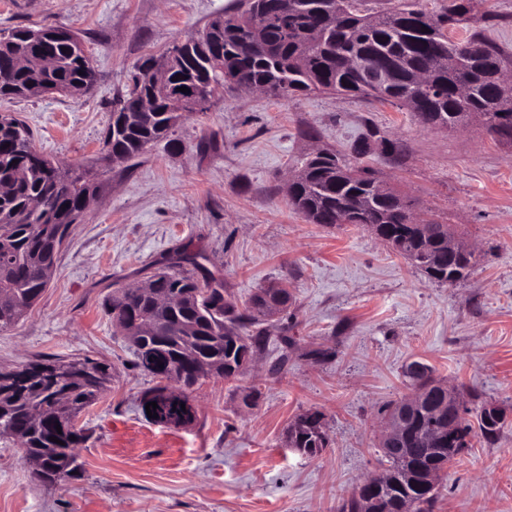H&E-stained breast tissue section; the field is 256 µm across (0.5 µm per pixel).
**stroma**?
<instances>
[{
  "label": "stroma",
  "mask_w": 512,
  "mask_h": 512,
  "mask_svg": "<svg viewBox=\"0 0 512 512\" xmlns=\"http://www.w3.org/2000/svg\"><path fill=\"white\" fill-rule=\"evenodd\" d=\"M449 35L479 31L509 60L512 0H467ZM238 0H0V30L60 25L79 34L95 71L81 100L52 94L0 99L24 120L38 151L93 169L99 188L74 224L51 281L11 329L0 332V369L45 356L112 367V384L80 414L88 439L79 478L35 483L20 442L0 436V512H336L378 471L383 410L406 394L414 359L449 385L465 384L506 411L495 443L475 441L452 464L435 512H512V144L492 140L479 117L458 130L426 127L412 112L356 97L256 89L217 92L184 113L175 144L159 142L117 165L104 158L112 100L141 58L201 32ZM370 137L356 157L354 144ZM332 151L408 194L415 212L448 225L481 263L464 282L428 281L371 231L309 223L288 201L302 163ZM199 249L244 304L284 283L286 314L243 377H209L187 396L185 426L146 418L154 379L104 310L108 296L153 274L181 246ZM288 330L295 343L276 341ZM333 351L328 360L311 350ZM258 389L255 406L242 397ZM323 413L329 448L308 458L285 430Z\"/></svg>",
  "instance_id": "obj_1"
}]
</instances>
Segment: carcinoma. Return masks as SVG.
Here are the masks:
<instances>
[{
    "label": "carcinoma",
    "mask_w": 512,
    "mask_h": 512,
    "mask_svg": "<svg viewBox=\"0 0 512 512\" xmlns=\"http://www.w3.org/2000/svg\"><path fill=\"white\" fill-rule=\"evenodd\" d=\"M465 12L454 2L438 21L409 8L370 18L359 15L352 0H246L243 12H225L201 34L169 48L175 57L164 83L148 75L155 57L142 62L132 88L112 101L105 145L114 162L139 156L172 134L180 119L173 104L178 88L207 98L227 83L281 99L314 91L363 97L406 107L422 124L448 130L461 117L479 114L492 128L501 113H512V96L500 91L505 59L477 35L454 41L445 33V25L457 24ZM422 74L426 87L418 81ZM94 81L72 30L21 26L0 33L1 99L60 93L79 100ZM375 82L379 96L367 91ZM39 156L31 131L0 116V185L7 186L0 192V332L13 327L47 287L63 238L96 191L88 171L71 168L61 177ZM288 196L312 224L343 218L368 228L433 282L461 283L481 261L467 248L448 253V225L408 223V197L383 192L369 169L349 166L334 153L308 159ZM199 258L183 246L148 277V289H121L106 302L112 318L136 336L138 366L162 380L144 396L145 404L163 397L168 381L192 387L204 366L226 379L241 375L242 363L270 340L260 330L249 332L268 300L258 291L237 309L224 300V279ZM65 366L50 357L0 370V435L22 439L24 458L40 464L34 477L43 484L81 471L75 449L86 435L68 419L112 384L107 364L93 361L75 372ZM421 368L404 370L419 397L403 416L397 441L378 447V478L358 487L338 512H434L439 477L474 439L496 440L505 419L501 406L465 408L474 420L464 417L450 432L448 390L428 364ZM287 441L303 456L318 455L330 443L323 415H298Z\"/></svg>",
    "instance_id": "1"
}]
</instances>
